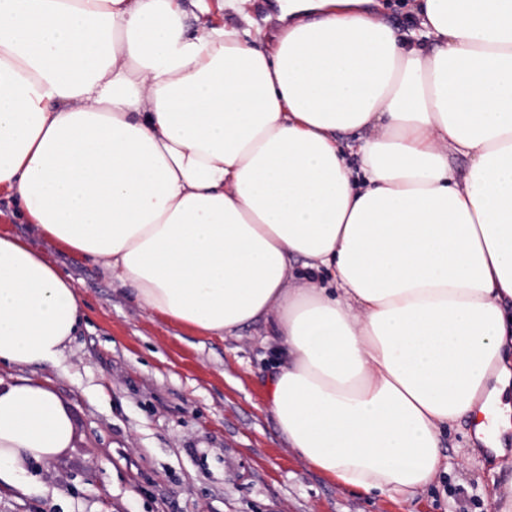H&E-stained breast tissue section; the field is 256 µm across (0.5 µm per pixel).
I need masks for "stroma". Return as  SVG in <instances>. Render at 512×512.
Returning <instances> with one entry per match:
<instances>
[{
  "instance_id": "1",
  "label": "stroma",
  "mask_w": 512,
  "mask_h": 512,
  "mask_svg": "<svg viewBox=\"0 0 512 512\" xmlns=\"http://www.w3.org/2000/svg\"><path fill=\"white\" fill-rule=\"evenodd\" d=\"M276 0L225 11L273 45ZM0 235L67 274L84 310L58 363L4 365L0 379L48 385L75 437L26 487L0 485V512H498L512 497V432L503 456L478 450L463 418L443 435L448 470L404 502L347 489L289 448L266 409L272 369L262 326L211 336L139 307L102 268L36 232L0 189Z\"/></svg>"
}]
</instances>
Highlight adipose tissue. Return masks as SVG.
Returning a JSON list of instances; mask_svg holds the SVG:
<instances>
[{"instance_id":"1","label":"adipose tissue","mask_w":512,"mask_h":512,"mask_svg":"<svg viewBox=\"0 0 512 512\" xmlns=\"http://www.w3.org/2000/svg\"><path fill=\"white\" fill-rule=\"evenodd\" d=\"M366 2L281 0L265 50L212 19L247 0H0V186L138 306L218 336L269 321L290 448L407 500L443 426L512 428V0H422L409 43ZM82 319L0 236V364L58 360ZM74 434L41 382L0 383V482Z\"/></svg>"}]
</instances>
